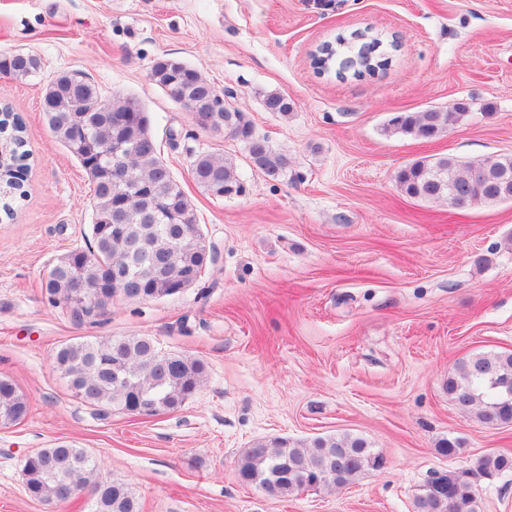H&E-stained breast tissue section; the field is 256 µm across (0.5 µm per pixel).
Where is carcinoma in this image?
Returning <instances> with one entry per match:
<instances>
[{
	"label": "carcinoma",
	"instance_id": "cac0c4a2",
	"mask_svg": "<svg viewBox=\"0 0 512 512\" xmlns=\"http://www.w3.org/2000/svg\"><path fill=\"white\" fill-rule=\"evenodd\" d=\"M382 40L358 32L322 47L315 66L323 72L336 69L343 78L373 74L386 68L391 58L380 50ZM38 59L24 53H1L0 74L25 79L37 73ZM151 80L188 111L217 108L208 130L244 144L250 166L277 178L288 168V157L271 147L265 138L245 139L252 123L244 113L224 108V96L199 70L170 59H159L151 68ZM105 103L99 87L80 71L53 77L43 94L42 111L53 135L79 161L93 183V223L86 245L72 249L50 271L45 298L65 309L79 322L100 315L116 296L139 299L153 292L152 272L164 262L176 275L185 270L203 272L209 251L197 217L181 185L158 156L157 147H146L152 135L149 115L133 97L112 100V106L134 110L121 151L114 152L117 133L101 116ZM265 108L282 116L293 110L288 97L275 93ZM468 111L460 101L446 110L403 112L389 121L391 130L416 139L433 140L454 127ZM24 125L9 107L0 118V209L13 216L18 199L26 196L23 182L29 152ZM120 166L126 177L112 181V167ZM194 182L216 197L243 187L233 159L199 154L191 165ZM508 178L512 195V154L501 153L467 162L453 156L415 160L400 169L396 181L407 196L428 202L451 200L448 207L464 209L505 201L493 180ZM118 265L127 274L122 288L104 285L105 268ZM83 285L73 293V282ZM54 363L66 379L72 395L82 402L128 414L139 409L155 415L180 408L201 386L205 364L157 348L146 336H118L62 345ZM449 399L484 425L512 424V353L475 354L460 359L448 371ZM28 404L8 379H0V426L22 420ZM387 459L373 451L362 438L318 436L310 441L259 440L237 462L239 479L269 488L284 497L316 488L343 487L368 471H381ZM477 471L491 475L512 470V455L488 453L476 462ZM99 464L83 448L56 444L28 456L23 465L27 496L40 503L57 504L84 493L90 512H140V505L121 483L109 486L99 477ZM473 471L457 470L448 478L435 470L416 497L415 512H478Z\"/></svg>",
	"mask_w": 512,
	"mask_h": 512
}]
</instances>
